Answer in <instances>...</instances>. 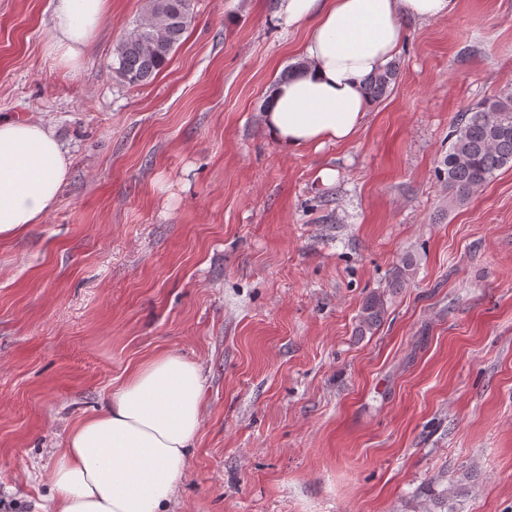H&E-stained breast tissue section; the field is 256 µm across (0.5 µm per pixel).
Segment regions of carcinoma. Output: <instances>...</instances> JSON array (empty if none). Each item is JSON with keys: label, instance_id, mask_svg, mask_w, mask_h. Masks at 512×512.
Segmentation results:
<instances>
[{"label": "carcinoma", "instance_id": "carcinoma-1", "mask_svg": "<svg viewBox=\"0 0 512 512\" xmlns=\"http://www.w3.org/2000/svg\"><path fill=\"white\" fill-rule=\"evenodd\" d=\"M195 20L194 0H149L146 18L115 46L113 70L129 85L150 82L167 64L172 51ZM399 64L389 63L366 81V94L376 103L392 91ZM448 153L435 170L448 184L449 201L457 205L488 183L495 172L512 163V89L486 97L465 110L448 135ZM387 312L382 293H372L359 316V331L379 327ZM469 493L463 480L452 484L437 475L417 488L402 512H463Z\"/></svg>", "mask_w": 512, "mask_h": 512}]
</instances>
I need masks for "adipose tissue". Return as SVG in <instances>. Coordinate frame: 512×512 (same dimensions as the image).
<instances>
[{
    "instance_id": "ef3b65f1",
    "label": "adipose tissue",
    "mask_w": 512,
    "mask_h": 512,
    "mask_svg": "<svg viewBox=\"0 0 512 512\" xmlns=\"http://www.w3.org/2000/svg\"><path fill=\"white\" fill-rule=\"evenodd\" d=\"M108 0H55L49 53L71 68ZM456 0H279L283 27L309 22L301 66L276 83L261 111L267 135L291 152L350 141L371 103L369 76L399 52L404 20L434 21ZM69 157L54 132L29 120L0 122V241L24 234L55 207ZM198 363L162 353L134 367L104 412L70 431L49 474L53 512H168L202 425Z\"/></svg>"
}]
</instances>
